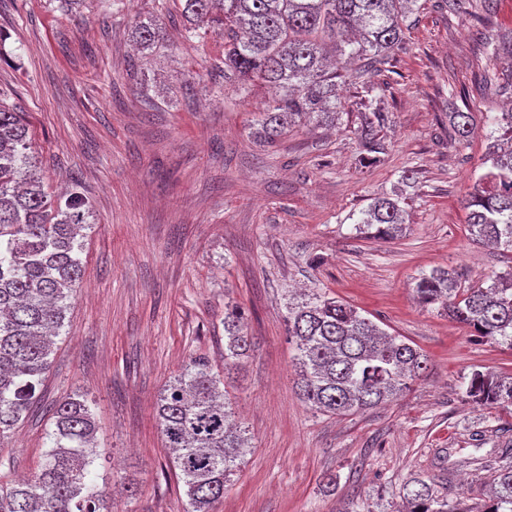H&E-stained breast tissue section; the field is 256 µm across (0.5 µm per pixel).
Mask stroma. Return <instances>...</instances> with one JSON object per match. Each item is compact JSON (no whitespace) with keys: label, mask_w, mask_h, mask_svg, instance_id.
I'll list each match as a JSON object with an SVG mask.
<instances>
[{"label":"stroma","mask_w":512,"mask_h":512,"mask_svg":"<svg viewBox=\"0 0 512 512\" xmlns=\"http://www.w3.org/2000/svg\"><path fill=\"white\" fill-rule=\"evenodd\" d=\"M159 1L123 0L115 14L100 0L76 12L0 0V96L23 112L46 188L78 184L91 206L82 279L42 401L0 445V482L40 468L49 409L77 393L98 424L94 471L112 478L111 512H186L157 402L191 358L225 370L229 302L252 338L226 381L231 416L252 447L216 512H337L350 498L360 512H398L413 472L447 477L449 504L463 488L469 503L484 502L470 471L443 463L512 439V405L479 409L464 398L472 370L512 374V350L422 307L412 288L437 266L468 286L512 265V253L471 241L461 205L483 171L491 115L506 101L481 77L498 66L486 43L512 30V0L466 14L416 0L380 93L391 118L380 164L361 159L349 85L335 129L266 144L249 121L267 88L224 80L214 67L220 42L186 41L178 0H163L166 48L138 53L129 21ZM456 109L477 123L461 145L448 137ZM393 192L407 198L403 235L357 237L361 211ZM304 288L342 298L420 347L426 377L363 413L311 410L284 321L290 293ZM481 430L478 446L471 434Z\"/></svg>","instance_id":"1"}]
</instances>
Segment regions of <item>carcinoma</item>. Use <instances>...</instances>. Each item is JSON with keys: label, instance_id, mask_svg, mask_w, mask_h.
<instances>
[{"label": "carcinoma", "instance_id": "1", "mask_svg": "<svg viewBox=\"0 0 512 512\" xmlns=\"http://www.w3.org/2000/svg\"><path fill=\"white\" fill-rule=\"evenodd\" d=\"M184 37L204 42L224 37L218 59L224 75L242 86L270 84L280 93L255 113L252 125L273 144L300 126L329 127L339 118L338 87L360 88L355 101L365 151L380 149L389 113L376 104L380 76L403 43L416 0H181ZM131 36L140 51L165 45L159 16L136 20ZM491 56L508 58L489 76L512 95V36L495 41ZM496 126L488 170L463 200L472 240L512 253V110ZM449 133L467 141L476 130L471 112L448 113ZM400 194L373 199L355 230L362 238L393 240L407 210ZM88 203L78 185L53 194L33 172L32 142L23 113L0 97V441L39 403L51 366L53 337L82 273L80 231ZM489 284L464 288L445 268L422 272L414 293L452 321L489 342L512 349V268ZM288 340L294 345L297 387L315 410L362 412L408 392L428 369L426 354L381 329L355 307L324 292L288 299ZM251 346L238 306H224V366L239 363ZM224 379L201 357L189 360L160 396L157 419L183 482L188 512H213L226 484L244 463L250 438L230 422ZM475 407L512 405V375L474 370L465 390ZM51 446L41 470L0 484V512H100L110 486L90 480L98 457L96 420L86 401L70 395L52 408ZM492 472L488 501L465 512H512V443L488 457L455 462ZM401 512H459L448 506V488L420 473L404 483Z\"/></svg>", "mask_w": 512, "mask_h": 512}]
</instances>
